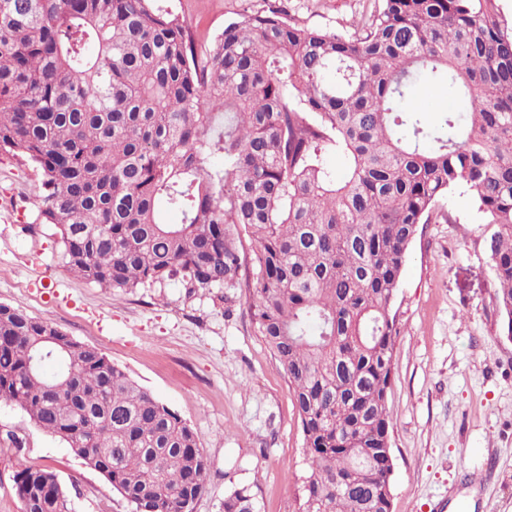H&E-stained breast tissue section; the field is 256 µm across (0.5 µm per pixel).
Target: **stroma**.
Here are the masks:
<instances>
[{"label":"stroma","instance_id":"1","mask_svg":"<svg viewBox=\"0 0 512 512\" xmlns=\"http://www.w3.org/2000/svg\"><path fill=\"white\" fill-rule=\"evenodd\" d=\"M197 47L265 0H163ZM302 25L344 33L375 0H284ZM41 174L0 156V304L95 347L196 433L206 487L193 512H222L251 488L259 512H298L308 466L288 379L252 322L253 254L224 298L174 282L115 292L66 271L49 228L30 232ZM420 225L403 268L393 342L391 512H512V336L502 330L485 224L472 193L449 194ZM54 471L72 512H132L130 503L16 406L0 402V512H22L20 466Z\"/></svg>","mask_w":512,"mask_h":512}]
</instances>
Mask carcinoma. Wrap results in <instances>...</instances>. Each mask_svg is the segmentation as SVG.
<instances>
[{
    "instance_id": "cac0c4a2",
    "label": "carcinoma",
    "mask_w": 512,
    "mask_h": 512,
    "mask_svg": "<svg viewBox=\"0 0 512 512\" xmlns=\"http://www.w3.org/2000/svg\"><path fill=\"white\" fill-rule=\"evenodd\" d=\"M496 2L378 0L343 35L267 0L201 54L157 0H0V154L40 170L35 223L67 271L121 292H220L240 284L248 239L251 318L303 432L299 512H390L394 307L418 226L454 189L494 226L512 336V26ZM420 83L455 90L438 127L404 105ZM333 151L341 181L324 164ZM0 401L133 512H193L204 491L207 461L180 416L101 351L2 304ZM16 492L23 512H71L49 469L22 467ZM223 512H258L250 487Z\"/></svg>"
}]
</instances>
